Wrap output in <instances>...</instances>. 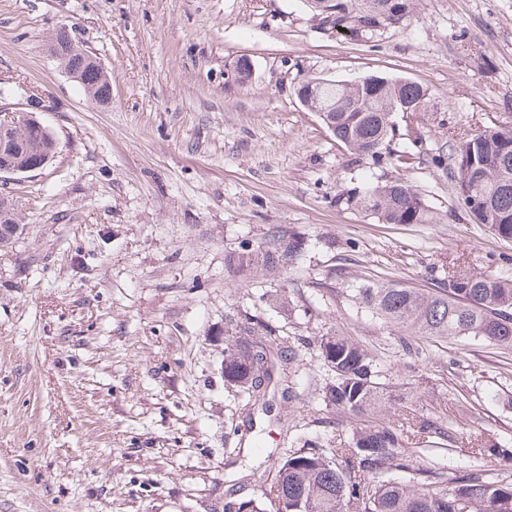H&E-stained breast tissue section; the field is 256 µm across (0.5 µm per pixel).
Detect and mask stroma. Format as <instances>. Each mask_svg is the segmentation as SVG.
Segmentation results:
<instances>
[{"instance_id":"1","label":"stroma","mask_w":512,"mask_h":512,"mask_svg":"<svg viewBox=\"0 0 512 512\" xmlns=\"http://www.w3.org/2000/svg\"><path fill=\"white\" fill-rule=\"evenodd\" d=\"M95 53L108 107L43 51L59 27ZM248 61L239 84L234 67ZM404 77L427 111L394 116L411 159L355 161L296 95L309 76ZM0 106L54 134L43 170L0 179L22 234L0 251V512H224L260 498L304 441L347 446L356 416L326 405L320 336L366 349L399 415L444 431L415 467L512 475V348L415 338L353 287L442 286L449 264L512 278V242L472 223L447 167L464 136L512 127V0H416L374 41L323 29L306 0H0ZM401 180L434 224H384L341 193ZM295 268L243 275L230 256L272 234ZM261 322L294 353L289 392L249 413L224 344ZM442 449H432V441Z\"/></svg>"}]
</instances>
